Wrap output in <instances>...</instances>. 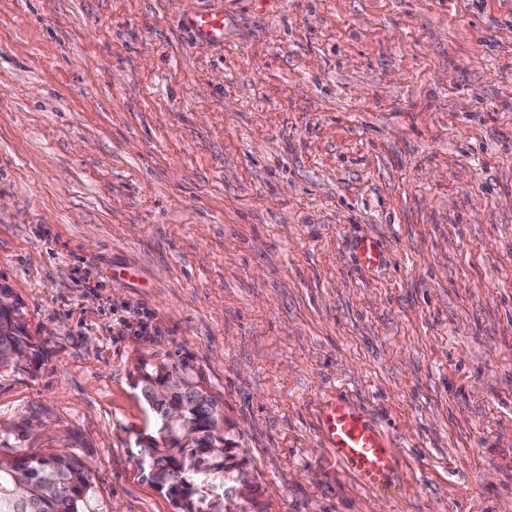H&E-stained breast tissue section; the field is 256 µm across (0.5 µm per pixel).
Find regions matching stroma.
I'll return each mask as SVG.
<instances>
[{
    "label": "stroma",
    "instance_id": "35a3bbf8",
    "mask_svg": "<svg viewBox=\"0 0 512 512\" xmlns=\"http://www.w3.org/2000/svg\"><path fill=\"white\" fill-rule=\"evenodd\" d=\"M0 295V459L78 456L92 512H183L158 370L255 512H512V0H0ZM336 399L391 490L321 441ZM182 25L197 38L207 43H224V12L211 10L191 12L182 19ZM31 350H33L32 343L16 323L14 335L6 336L0 334V368L9 366L12 363H21L24 359L28 358ZM320 434L339 462L349 464L356 479L372 491L392 486L395 448H389L382 431L363 412L344 400L325 408Z\"/></svg>",
    "mask_w": 512,
    "mask_h": 512
}]
</instances>
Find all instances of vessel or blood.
I'll use <instances>...</instances> for the list:
<instances>
[{
    "mask_svg": "<svg viewBox=\"0 0 512 512\" xmlns=\"http://www.w3.org/2000/svg\"><path fill=\"white\" fill-rule=\"evenodd\" d=\"M224 21L223 12L211 10L188 13L182 24L201 41L220 43ZM320 434L337 460L352 467L362 485L373 491L391 488L395 451L363 412L342 400L332 402L323 413Z\"/></svg>",
    "mask_w": 512,
    "mask_h": 512,
    "instance_id": "b4317fda",
    "label": "vessel or blood"
}]
</instances>
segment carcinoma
I'll return each mask as SVG.
<instances>
[{
	"mask_svg": "<svg viewBox=\"0 0 512 512\" xmlns=\"http://www.w3.org/2000/svg\"><path fill=\"white\" fill-rule=\"evenodd\" d=\"M33 345L20 327L15 334H0V368L19 364L28 358ZM175 407H185L190 429L183 437L181 458L157 455L150 467L156 470V482L187 504L192 499L209 504L207 512H224V471L246 462L237 460L233 449L228 455L202 469L199 456L224 441V431L216 429L220 412L211 401L196 403L181 395L173 396ZM91 470L79 458L55 451L37 459H0V512H88L87 496Z\"/></svg>",
	"mask_w": 512,
	"mask_h": 512,
	"instance_id": "1",
	"label": "carcinoma"
}]
</instances>
